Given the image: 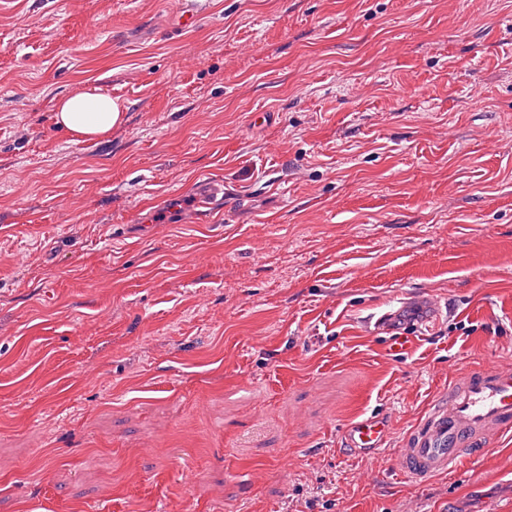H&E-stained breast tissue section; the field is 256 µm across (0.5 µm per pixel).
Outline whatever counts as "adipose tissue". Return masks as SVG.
<instances>
[{
  "instance_id": "adipose-tissue-1",
  "label": "adipose tissue",
  "mask_w": 512,
  "mask_h": 512,
  "mask_svg": "<svg viewBox=\"0 0 512 512\" xmlns=\"http://www.w3.org/2000/svg\"><path fill=\"white\" fill-rule=\"evenodd\" d=\"M53 109L56 125L77 142L106 138L126 120L125 104L97 89L59 98Z\"/></svg>"
}]
</instances>
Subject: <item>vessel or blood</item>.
Segmentation results:
<instances>
[{"label":"vessel or blood","mask_w":512,"mask_h":512,"mask_svg":"<svg viewBox=\"0 0 512 512\" xmlns=\"http://www.w3.org/2000/svg\"><path fill=\"white\" fill-rule=\"evenodd\" d=\"M374 333L390 336V347L412 346L413 336L393 335L389 314L373 322ZM384 419L353 422L344 431L346 443L377 452L385 433ZM512 432V366L464 370L407 433L398 450V469L422 483L455 469L458 462L480 455L500 435Z\"/></svg>","instance_id":"vessel-or-blood-1"}]
</instances>
